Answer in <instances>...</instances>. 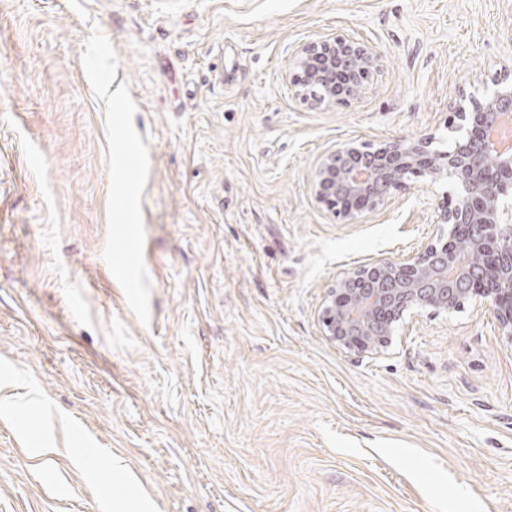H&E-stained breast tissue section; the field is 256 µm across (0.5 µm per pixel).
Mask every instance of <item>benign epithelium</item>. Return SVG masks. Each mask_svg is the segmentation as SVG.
I'll return each mask as SVG.
<instances>
[{
	"instance_id": "7a95c632",
	"label": "benign epithelium",
	"mask_w": 512,
	"mask_h": 512,
	"mask_svg": "<svg viewBox=\"0 0 512 512\" xmlns=\"http://www.w3.org/2000/svg\"><path fill=\"white\" fill-rule=\"evenodd\" d=\"M378 47L354 37L320 36L295 53V87L317 86L315 104L359 99L376 70ZM346 84L336 85V75ZM512 112V83L483 101L459 100V135L448 150L434 137H395L377 147L348 142L318 164L317 202L345 223L407 190L414 178L452 184L456 197L438 209L448 236L401 256H381L345 270L327 289L317 320L322 335L347 353L381 356L400 327L425 310L454 312L481 298L512 344V152L492 145L491 129Z\"/></svg>"
}]
</instances>
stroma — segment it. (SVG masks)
Returning a JSON list of instances; mask_svg holds the SVG:
<instances>
[{"label":"stroma","instance_id":"35a3bbf8","mask_svg":"<svg viewBox=\"0 0 512 512\" xmlns=\"http://www.w3.org/2000/svg\"><path fill=\"white\" fill-rule=\"evenodd\" d=\"M320 35L366 91L285 81ZM512 69V0H0V512H512V344L479 300L389 355L317 322L453 188L352 222L350 140L434 135ZM379 58L378 47L371 43L341 35L320 36L297 49L295 65L300 72L291 81L295 87H319L315 105L358 100ZM339 73L347 81L342 88L336 85Z\"/></svg>","mask_w":512,"mask_h":512}]
</instances>
